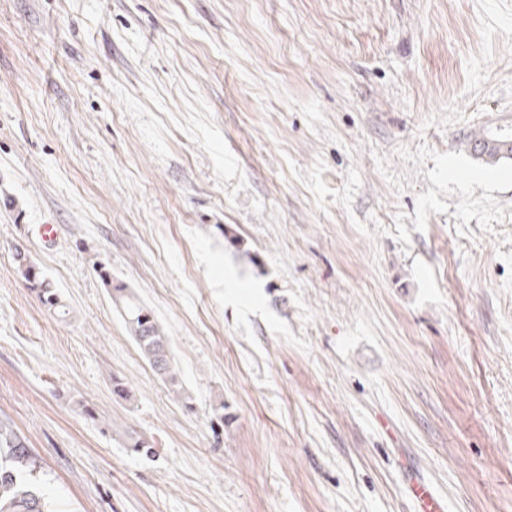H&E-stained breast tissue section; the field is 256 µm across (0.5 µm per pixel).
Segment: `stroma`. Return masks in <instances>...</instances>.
I'll list each match as a JSON object with an SVG mask.
<instances>
[{"mask_svg":"<svg viewBox=\"0 0 512 512\" xmlns=\"http://www.w3.org/2000/svg\"><path fill=\"white\" fill-rule=\"evenodd\" d=\"M476 133L512 137V0H0V420L54 512H414L411 471L512 512V161ZM470 153L487 166L512 160V139L490 134H475L469 141ZM15 261L22 277L37 294L41 304L54 313L66 314L57 289L51 281L30 261L25 252L17 250ZM99 276L107 283L109 293L115 303H121L123 319L130 337L135 342L143 359L150 365L168 389L188 406L178 373L173 365L169 338L152 312L128 292L122 284L112 288V274L101 267Z\"/></svg>","mask_w":512,"mask_h":512,"instance_id":"stroma-1","label":"stroma"}]
</instances>
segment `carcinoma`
<instances>
[{
  "instance_id": "cac0c4a2",
  "label": "carcinoma",
  "mask_w": 512,
  "mask_h": 512,
  "mask_svg": "<svg viewBox=\"0 0 512 512\" xmlns=\"http://www.w3.org/2000/svg\"><path fill=\"white\" fill-rule=\"evenodd\" d=\"M470 153L487 166L512 160V139L490 134H476L469 141ZM15 261L22 277L48 310L66 314L57 289L22 251ZM99 276L109 286L111 298L123 311L128 333L143 359L168 389L187 400L173 365L169 338L152 312L121 284L112 285V274L100 268ZM0 512H49L42 493L39 465L25 437L9 422L0 420Z\"/></svg>"
}]
</instances>
